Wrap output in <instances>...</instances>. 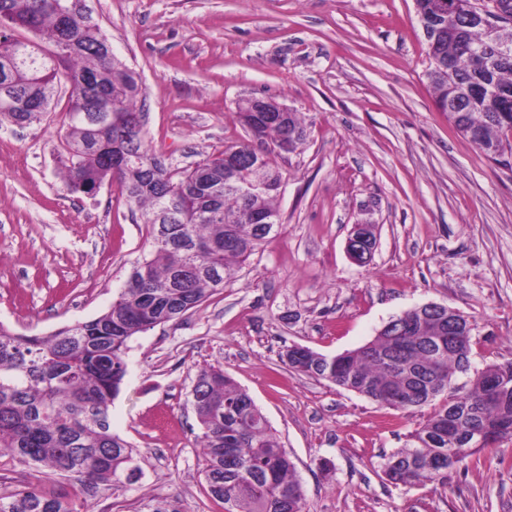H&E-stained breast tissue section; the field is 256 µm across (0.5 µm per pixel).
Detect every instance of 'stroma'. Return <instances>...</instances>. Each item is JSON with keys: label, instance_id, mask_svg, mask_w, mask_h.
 Wrapping results in <instances>:
<instances>
[{"label": "stroma", "instance_id": "35a3bbf8", "mask_svg": "<svg viewBox=\"0 0 512 512\" xmlns=\"http://www.w3.org/2000/svg\"><path fill=\"white\" fill-rule=\"evenodd\" d=\"M142 82L146 146L181 171L247 140L243 97L299 112L298 150L274 153L281 226L182 318L131 337L111 408L141 475L94 512H224L207 492L191 389L214 365L244 388L297 471L306 512H512V441L440 481L395 485L384 455L429 407L393 410L289 369L292 345L336 355L426 303L474 323L471 363L512 361V165L437 111L414 0H87ZM65 114L0 122V325L47 336L94 319L152 250L119 183L62 179ZM377 227L353 262V224Z\"/></svg>", "mask_w": 512, "mask_h": 512}]
</instances>
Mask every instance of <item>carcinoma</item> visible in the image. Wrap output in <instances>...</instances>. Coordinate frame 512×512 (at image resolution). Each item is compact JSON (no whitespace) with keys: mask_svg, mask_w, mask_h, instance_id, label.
<instances>
[{"mask_svg":"<svg viewBox=\"0 0 512 512\" xmlns=\"http://www.w3.org/2000/svg\"><path fill=\"white\" fill-rule=\"evenodd\" d=\"M66 0H0V100L17 106L0 117L27 125L57 106L61 85L71 87L65 115L67 128L64 182L73 192L88 184L117 181L130 203L152 226L150 258L132 272L112 305L96 318L64 327L50 336H19L0 326V455L38 481L49 476L74 478L82 499L76 503L48 494L33 483L0 494V512H93V499L117 491L140 472L138 453L112 433L110 406L127 375L129 339L161 323L174 321L202 304L262 246L270 233L253 223L255 210H276L281 175L268 157L239 169L234 177L256 185L250 199L224 192V154L174 172L145 147L144 139H126L125 127L102 126L84 117L99 112L140 120L139 75L112 52L99 26L79 29L63 40L60 28ZM417 13L428 22L434 50L448 63L429 67L436 107L453 127L491 161L493 148L512 139V127L496 119L512 118V58L503 60L485 30L466 22L464 0H416ZM499 23L497 37L512 41V0H473ZM483 48V61L473 50ZM291 149L306 133L295 112L285 120ZM280 125L264 118L253 123L252 138L279 147ZM127 153L137 162L112 165V154ZM180 199L169 218L157 221L166 198ZM399 319L409 326L401 336L386 332L346 351L335 363L312 350L283 362L297 373L328 381L378 404L396 409L433 406L425 422L404 446L385 457L386 477L413 487L444 478L453 451L458 467L487 448L448 440V407L460 410L454 428L467 436L512 423V401L493 399L489 380L508 376L512 362L471 370L472 333L463 321L453 351L433 340L436 322L419 309ZM469 379L458 385L459 376ZM200 399L195 407L205 457L209 495L224 512H287L285 504L304 512V496L288 452L246 390L224 370L201 369L194 381ZM439 405H434L438 398Z\"/></svg>","mask_w":512,"mask_h":512,"instance_id":"cac0c4a2","label":"carcinoma"}]
</instances>
